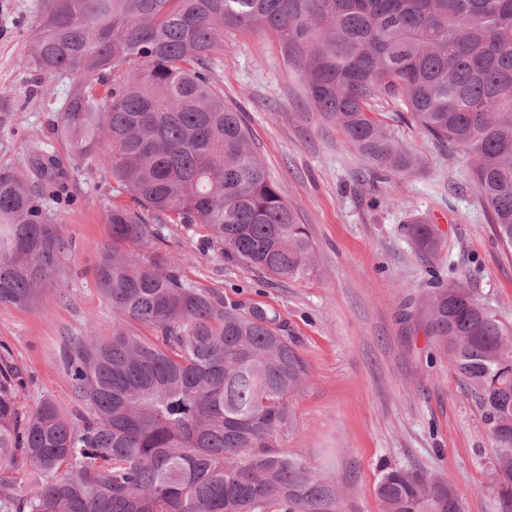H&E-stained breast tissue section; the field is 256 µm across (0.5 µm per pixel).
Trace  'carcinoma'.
<instances>
[{
  "mask_svg": "<svg viewBox=\"0 0 512 512\" xmlns=\"http://www.w3.org/2000/svg\"><path fill=\"white\" fill-rule=\"evenodd\" d=\"M227 28L273 33L311 106L376 169L421 165L374 117L383 108L464 150L512 249V0H44L21 63L68 78L52 128L67 155L0 169V303L33 304L72 251L45 204L67 166L106 146L102 164L130 203L107 207L111 243L96 267L119 322L66 356L88 414L73 420L51 400L22 414L18 370L0 356V505L336 512L335 482L274 450L307 377L279 315L186 283L157 249L167 225L202 224L228 262L284 280L315 270L307 228L224 104L211 60ZM407 233L438 253L435 225L418 219ZM420 308L483 411L501 510L512 512V327L459 280L437 283ZM22 471L31 486L20 499ZM376 492L382 512H455L460 501L443 478L398 468Z\"/></svg>",
  "mask_w": 512,
  "mask_h": 512,
  "instance_id": "carcinoma-1",
  "label": "carcinoma"
}]
</instances>
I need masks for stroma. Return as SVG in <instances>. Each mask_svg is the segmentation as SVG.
<instances>
[{
	"instance_id": "35a3bbf8",
	"label": "stroma",
	"mask_w": 512,
	"mask_h": 512,
	"mask_svg": "<svg viewBox=\"0 0 512 512\" xmlns=\"http://www.w3.org/2000/svg\"><path fill=\"white\" fill-rule=\"evenodd\" d=\"M41 5L0 0V169L26 170L37 150L66 153L50 124L67 77L20 64ZM212 69L307 226L316 268L301 280L257 274L225 261L198 224L171 225L160 249L179 259L188 283L279 314L308 378L290 399L291 425L278 434V450L335 479L339 512H380L376 485L387 466L444 477L463 512H500L489 479L496 442L417 316L431 269L451 263L512 324V251L495 236L469 157L434 147L412 120L384 111L381 120L424 165L411 176L371 177L369 163L309 104L273 35L225 30ZM113 185L99 159L73 168L74 205L46 201L74 240L58 280L32 306L0 303V355L20 371L23 414L46 399L69 415L84 408L61 351L69 337L112 334L115 317L95 268L110 240L105 209ZM417 217L439 228V259L417 253L404 234Z\"/></svg>"
}]
</instances>
